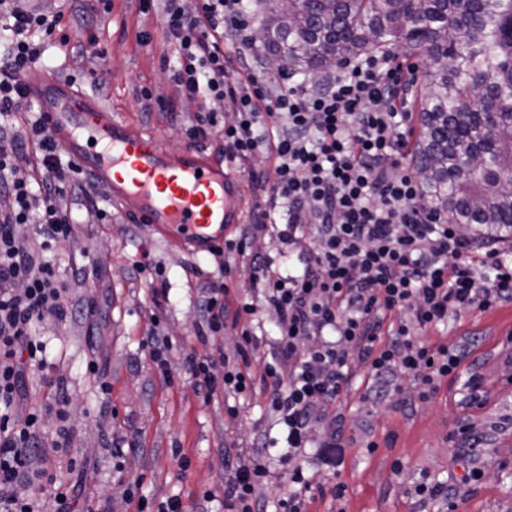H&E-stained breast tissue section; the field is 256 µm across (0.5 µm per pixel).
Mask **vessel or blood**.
Returning <instances> with one entry per match:
<instances>
[{
  "instance_id": "b4317fda",
  "label": "vessel or blood",
  "mask_w": 512,
  "mask_h": 512,
  "mask_svg": "<svg viewBox=\"0 0 512 512\" xmlns=\"http://www.w3.org/2000/svg\"><path fill=\"white\" fill-rule=\"evenodd\" d=\"M18 81L26 100L37 103L47 133L125 215L199 252L222 244L225 227L239 223L243 190L231 166L194 146L169 152L156 135L132 131L54 74L33 68Z\"/></svg>"
}]
</instances>
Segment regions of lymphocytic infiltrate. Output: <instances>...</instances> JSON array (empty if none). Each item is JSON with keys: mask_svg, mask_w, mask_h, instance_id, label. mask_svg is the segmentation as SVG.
Wrapping results in <instances>:
<instances>
[{"mask_svg": "<svg viewBox=\"0 0 512 512\" xmlns=\"http://www.w3.org/2000/svg\"><path fill=\"white\" fill-rule=\"evenodd\" d=\"M71 26L63 12L0 0V30L10 41L0 58V193L10 199L0 210V512H44L35 490L54 480L46 449L71 440L65 426L47 440L41 412L23 411L21 402L29 371L46 368L35 324L70 313L67 283L37 253L73 240L68 200L81 193L82 180H58V146L42 121L15 123L24 100L16 77L41 62L35 34ZM165 35L177 52L180 96L224 103L223 112L196 115L191 140L219 127L226 164L256 156L269 164L251 178L258 192L251 220L225 239V254H245L249 241L271 227L285 243L309 244L294 274L274 269L270 256H251V286L276 315L270 361L252 368L254 303L212 284L200 299L197 336L239 331L237 357L225 361L220 377L209 358H185L199 392L240 395L273 386L271 409L288 466L280 505L308 512L314 486L301 458L313 429L328 425L349 386V361L379 379L398 372L419 377L435 394L464 356L430 344L422 331L451 315L511 302L512 263L465 239L447 213L423 202L418 172L400 166L407 141L397 119L405 114V87L417 80L413 68L370 53L319 80L286 84L263 70L242 0H167ZM228 37L238 43L235 53L224 49ZM25 149L32 159L21 170L15 158ZM28 224L39 227V248L18 240ZM269 448L255 438L249 459L231 469L225 512H266L255 490L267 476L262 457Z\"/></svg>", "mask_w": 512, "mask_h": 512, "instance_id": "1", "label": "lymphocytic infiltrate"}]
</instances>
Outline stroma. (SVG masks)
<instances>
[{
	"label": "stroma",
	"mask_w": 512,
	"mask_h": 512,
	"mask_svg": "<svg viewBox=\"0 0 512 512\" xmlns=\"http://www.w3.org/2000/svg\"><path fill=\"white\" fill-rule=\"evenodd\" d=\"M79 10V24L88 26L95 42L78 37L48 40L42 63L76 90L110 108L139 132L159 133L173 149L191 143L187 128L197 112L223 111L222 102L180 98L172 81L177 57L164 35L165 2L140 12L138 0H112L110 13L96 11V0H61ZM149 41H141V34ZM101 72L99 82L87 80ZM150 101H143L141 91ZM87 205L111 211L112 204L92 180L84 179ZM76 211L74 240L59 255V275L70 286L72 317L46 319L36 334L47 345L48 367L29 385L28 405L41 410L44 430L55 436L59 391H66L73 413L68 453L56 454L51 466L58 480L76 483L77 512H136L129 490L164 501L179 498L184 512H224V466L236 461L253 439L277 434L269 391L213 396L196 393L184 365L190 353L211 355L215 374H223L220 356H234L239 339L217 335L209 342L196 336L198 298L202 287L226 282L236 296L251 295L249 271L239 257L194 252L179 238H164L146 224L113 213L108 224ZM160 264L169 302L155 311L153 270H140L142 258ZM93 307L92 320L83 311ZM159 315L173 344L168 372H161L143 345L151 315ZM424 339L449 350L467 349L468 360L480 361L487 394L485 405L461 408L458 400L465 374L445 377L439 391L424 397V388L408 375L396 376L395 390L375 394L376 383L359 361L349 364L351 385L337 412L346 444L341 479L343 499L316 497L310 512H512V303L483 313L449 316L423 333ZM102 358L98 374L86 364ZM111 383V393L101 391ZM236 407L230 417L228 407ZM479 425V442H467L461 423ZM191 460L181 470L176 453ZM474 457L479 482L464 485L456 453ZM443 483L456 489L454 503L419 502L415 487ZM215 501L204 502V491Z\"/></svg>",
	"instance_id": "35a3bbf8"
}]
</instances>
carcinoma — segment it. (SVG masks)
<instances>
[{"instance_id":"1","label":"carcinoma","mask_w":512,"mask_h":512,"mask_svg":"<svg viewBox=\"0 0 512 512\" xmlns=\"http://www.w3.org/2000/svg\"><path fill=\"white\" fill-rule=\"evenodd\" d=\"M283 71L400 47L429 61L413 162L424 193L476 238L512 237V0H284L263 13ZM471 148L479 164L463 169Z\"/></svg>"}]
</instances>
